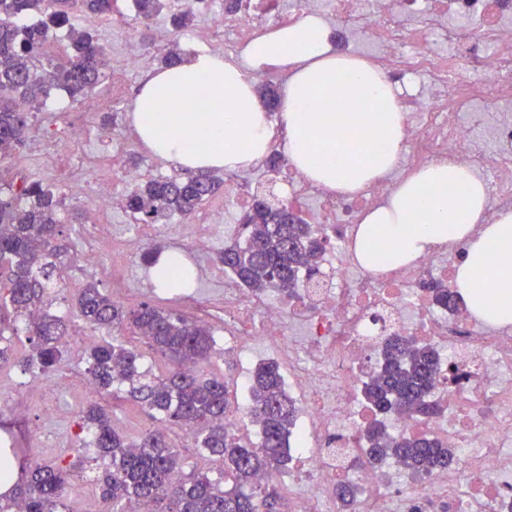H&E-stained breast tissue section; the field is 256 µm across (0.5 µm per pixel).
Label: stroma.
Listing matches in <instances>:
<instances>
[{"instance_id":"obj_1","label":"stroma","mask_w":512,"mask_h":512,"mask_svg":"<svg viewBox=\"0 0 512 512\" xmlns=\"http://www.w3.org/2000/svg\"><path fill=\"white\" fill-rule=\"evenodd\" d=\"M177 12L174 6L165 9L146 25L140 23L132 10L117 22L80 12L72 14L71 26L95 33L114 69H123L125 45L131 39L140 46L145 68L128 73L125 99L113 104L109 111L112 126L102 127L101 116L97 113L89 114L76 107L67 112H56L47 107L32 112L30 132L24 144L15 151L13 158L0 162V173L8 170L52 185L63 200L65 221L60 231L63 240L70 243L71 251L62 272L63 290L50 306L53 313L65 311L78 290L89 281L97 282L108 291L124 289L126 297L121 304L128 309L145 302L164 307L171 304L168 294L149 279L140 258H133L131 270L125 274L113 271L111 252H101L97 263L89 262L87 255L94 242L83 219L89 201L72 188L73 170L55 157L52 142L59 137L72 138L81 132H89V139L80 140L79 150L91 158L89 171L98 176L111 178L117 170L131 166L137 167L145 179L169 177L177 172L175 163L161 159L134 143L131 118L132 105L147 72L159 68L161 57L169 49L166 39L172 30L171 19ZM116 136L131 141L127 151L117 159L112 156V139ZM224 245V239H216L208 252L196 257L193 263L195 279L186 290L187 300L174 303L178 309L195 315L223 299L224 268L217 257L223 252ZM106 337V332L78 322L69 330L62 347L63 361L55 370L37 377L18 365H0V414L17 422L26 437H33L38 431L48 436L49 443L41 448L38 462L71 467L72 480L65 497L70 512H83L85 500L91 497L90 477L95 463L80 457L77 447L82 411L96 399L88 385L84 359L87 350ZM254 368V363L248 359L228 353L223 354L213 366L215 372L233 381V416L242 432L252 437L256 436L258 429L249 422L245 413L247 384Z\"/></svg>"}]
</instances>
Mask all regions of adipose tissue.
Masks as SVG:
<instances>
[{
    "label": "adipose tissue",
    "mask_w": 512,
    "mask_h": 512,
    "mask_svg": "<svg viewBox=\"0 0 512 512\" xmlns=\"http://www.w3.org/2000/svg\"><path fill=\"white\" fill-rule=\"evenodd\" d=\"M268 68L287 75L273 119L250 77ZM132 112L151 152L190 169L250 167L282 127L292 165L332 192L365 189L388 174L407 123L397 88L365 59L338 50L317 15L268 31L239 57L205 51L156 71ZM486 201V185L469 167L426 164L364 217L359 260L369 268L399 266L468 239L455 272L468 310L486 324L512 322V210L481 224Z\"/></svg>",
    "instance_id": "obj_1"
}]
</instances>
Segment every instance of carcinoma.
Returning <instances> with one entry per match:
<instances>
[{
    "label": "carcinoma",
    "mask_w": 512,
    "mask_h": 512,
    "mask_svg": "<svg viewBox=\"0 0 512 512\" xmlns=\"http://www.w3.org/2000/svg\"><path fill=\"white\" fill-rule=\"evenodd\" d=\"M113 0H0V159L12 156L29 131L30 111L54 89L77 100L101 82L103 47L87 31H70L72 52L36 62L50 52L47 32L61 27L73 12L112 14ZM137 18L147 25L164 8V0H135ZM33 12L45 19L15 24ZM217 171L184 169L176 177L151 179L125 199V207L143 224L188 217L221 189ZM62 200L55 190L25 178L0 184V363L11 359L33 374H45L61 357L60 347L70 320L47 310V290L58 286L67 248L59 241ZM244 241L224 246V269L254 295L268 289L293 296L302 272L317 273V260L327 237L312 225L287 223L286 207L252 206L242 218ZM433 302L455 306L460 297L446 288H432ZM72 317L93 329L124 324L141 332L149 347L166 361L157 375L145 355L122 343L95 345L87 352V374L100 398L130 402L151 419L185 428L196 453L215 465L216 477L186 472L167 429L156 427L129 437L118 431L109 410L95 401L82 414L79 447L93 449L98 468L94 488L106 512H134L145 503L151 512H277L281 494L273 477L291 460L290 441L297 408L288 398L278 362L258 364L249 380V416L259 427L252 445L230 428L228 386L224 378L205 374L216 355L211 330L174 309L143 303L136 309L119 306L94 282L82 288ZM24 322L29 349L15 352L6 337H19ZM443 367L438 352L412 336H397L384 350L379 370L362 388L377 413L430 420L440 404L432 390ZM373 460L396 458L412 473L446 469L457 460L455 449L433 436L388 437L382 421L365 430ZM264 484L255 482L258 474ZM68 468L36 463L26 471V496L0 498V512H68L64 493Z\"/></svg>",
    "instance_id": "obj_1"
}]
</instances>
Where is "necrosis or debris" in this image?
Listing matches in <instances>:
<instances>
[{"label": "necrosis or debris", "instance_id": "1", "mask_svg": "<svg viewBox=\"0 0 512 512\" xmlns=\"http://www.w3.org/2000/svg\"><path fill=\"white\" fill-rule=\"evenodd\" d=\"M251 2L228 13L222 0H180L184 10L208 5L217 19L218 37L198 34L190 47L240 53L259 34ZM333 14L345 37L366 41L369 62L401 86L413 119L400 175L434 161L464 163L487 186V219L511 205L512 0H334ZM433 39L447 51L429 49ZM275 181L328 237L321 281L303 283L289 311L277 292L258 298L232 284L207 315L223 322L225 340L240 353H253L259 342L288 363V395L301 417L295 457L304 463L294 473L303 484L296 512H342V483L356 488L358 512H423L433 501L445 512H512V328L478 324L461 304L439 307L426 289L432 280L454 288L465 243L376 273L357 261L353 246L363 215L389 194L391 179L336 195L286 162ZM78 189L90 201L100 250L108 249L110 226L101 216L118 194L90 178ZM392 336L432 344L459 368L460 378L437 385L442 411L433 420L459 466L406 477L395 460L367 463L359 388Z\"/></svg>", "mask_w": 512, "mask_h": 512}]
</instances>
